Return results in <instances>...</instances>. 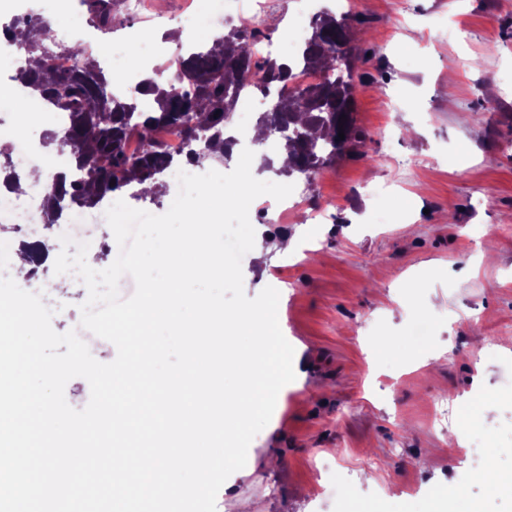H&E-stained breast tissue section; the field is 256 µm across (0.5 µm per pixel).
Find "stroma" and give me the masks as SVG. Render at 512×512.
I'll return each mask as SVG.
<instances>
[{
    "label": "stroma",
    "instance_id": "35a3bbf8",
    "mask_svg": "<svg viewBox=\"0 0 512 512\" xmlns=\"http://www.w3.org/2000/svg\"><path fill=\"white\" fill-rule=\"evenodd\" d=\"M47 11V49L74 41L80 0ZM336 0H273L266 37ZM115 15L182 53L210 0H160ZM365 59L354 74L360 143L271 223L250 208L248 297L280 291L283 335L302 372L249 446L253 472L220 488L217 512H512L483 478V451L512 470V0H352ZM65 227L47 230L25 280L56 332L73 330L88 292L73 272L55 289ZM293 240V254L276 248ZM429 320L424 340L415 323Z\"/></svg>",
    "mask_w": 512,
    "mask_h": 512
}]
</instances>
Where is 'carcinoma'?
Returning a JSON list of instances; mask_svg holds the SVG:
<instances>
[{"label":"carcinoma","instance_id":"carcinoma-1","mask_svg":"<svg viewBox=\"0 0 512 512\" xmlns=\"http://www.w3.org/2000/svg\"><path fill=\"white\" fill-rule=\"evenodd\" d=\"M91 20L104 33L114 28L112 2L98 4L81 0ZM24 32L19 44L24 46L27 64L18 79L26 87L38 90L50 105L69 113L68 136H47L59 148L67 147L75 168L83 178L69 182L66 176L55 177L46 196L44 214L53 223L64 202L92 208L108 194L131 185L142 194H154L160 186L158 176L171 167L175 159L165 154L154 140L161 126L183 127L187 152L185 160L197 163L201 154L192 147L195 139L205 137V151L228 157L231 139L226 130L231 125L230 107L239 97L243 81L253 71L263 73V82L255 90L265 95L271 85L292 77L291 67L272 59L259 60L245 40L243 32L230 29L222 35L220 48H200L187 52L173 79H149L143 93L154 96L157 112H136L134 106L111 95L110 78L99 64L86 54L79 42L67 50L76 57V65L67 73L57 72L45 41L52 38L47 20L31 15L11 28V34ZM347 16L336 18L329 13L317 16L311 34L305 40L302 60L316 65L329 76L317 84L280 95L272 111L258 124L265 137L285 129L280 148L288 153V166L278 173L310 178L333 163L356 140L352 112L353 71L356 47ZM344 132V138L338 133ZM144 143L137 156L126 153L125 143L132 136Z\"/></svg>","mask_w":512,"mask_h":512}]
</instances>
